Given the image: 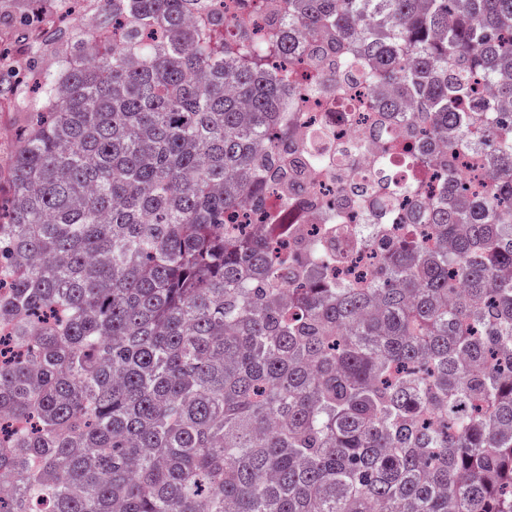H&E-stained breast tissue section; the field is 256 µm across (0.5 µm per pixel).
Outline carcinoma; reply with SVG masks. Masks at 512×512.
Instances as JSON below:
<instances>
[{"instance_id":"carcinoma-1","label":"carcinoma","mask_w":512,"mask_h":512,"mask_svg":"<svg viewBox=\"0 0 512 512\" xmlns=\"http://www.w3.org/2000/svg\"><path fill=\"white\" fill-rule=\"evenodd\" d=\"M107 2L120 43L58 30L93 63L37 79L3 165L0 512H512V112L475 92L512 102V0H285L261 42L212 0ZM303 53L313 96L326 58L414 101L350 190L429 240L358 243L363 283L243 222L288 170L272 61ZM487 127L477 198L390 161L446 140L424 163L451 172Z\"/></svg>"}]
</instances>
